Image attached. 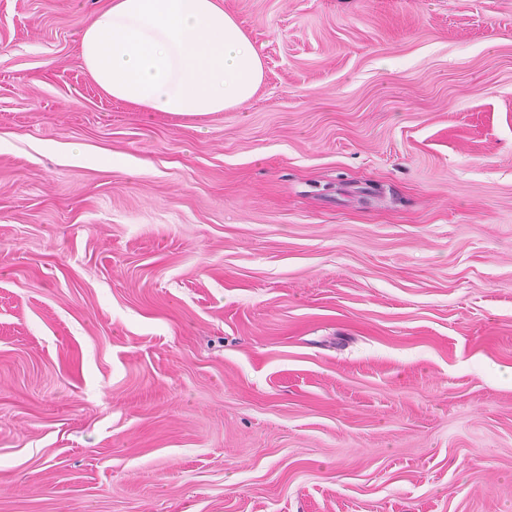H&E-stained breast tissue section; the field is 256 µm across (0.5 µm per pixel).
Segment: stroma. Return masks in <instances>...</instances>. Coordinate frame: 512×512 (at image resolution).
<instances>
[{"label": "stroma", "instance_id": "35a3bbf8", "mask_svg": "<svg viewBox=\"0 0 512 512\" xmlns=\"http://www.w3.org/2000/svg\"><path fill=\"white\" fill-rule=\"evenodd\" d=\"M105 2L0 0V512H512V0H221L201 117ZM80 48L108 96L150 112L239 108L264 78L259 53L218 0H109Z\"/></svg>", "mask_w": 512, "mask_h": 512}]
</instances>
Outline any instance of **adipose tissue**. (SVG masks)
<instances>
[{"label": "adipose tissue", "instance_id": "obj_1", "mask_svg": "<svg viewBox=\"0 0 512 512\" xmlns=\"http://www.w3.org/2000/svg\"><path fill=\"white\" fill-rule=\"evenodd\" d=\"M80 54L108 96L151 112L238 108L264 78L259 53L218 0H109Z\"/></svg>", "mask_w": 512, "mask_h": 512}]
</instances>
